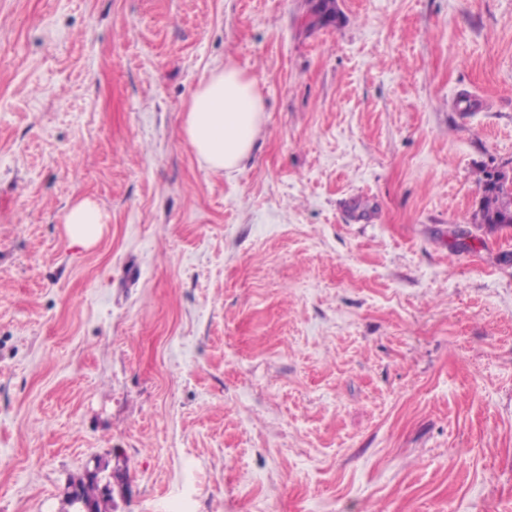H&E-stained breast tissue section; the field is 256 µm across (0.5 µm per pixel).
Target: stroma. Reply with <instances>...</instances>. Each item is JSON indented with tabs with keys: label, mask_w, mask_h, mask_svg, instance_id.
<instances>
[{
	"label": "stroma",
	"mask_w": 512,
	"mask_h": 512,
	"mask_svg": "<svg viewBox=\"0 0 512 512\" xmlns=\"http://www.w3.org/2000/svg\"><path fill=\"white\" fill-rule=\"evenodd\" d=\"M314 4L0 0V512H512V0ZM185 112V141L208 168L230 172L249 157L264 104L255 80L228 61L193 91ZM475 221L479 224L512 225V176L507 171L486 176ZM65 224L67 235L72 242L90 246L102 233L104 214L96 203L82 200L70 207ZM72 500L83 503L89 508L88 512H110L108 503L112 501V492L107 487L100 488L95 478H88L74 482Z\"/></svg>",
	"instance_id": "stroma-1"
}]
</instances>
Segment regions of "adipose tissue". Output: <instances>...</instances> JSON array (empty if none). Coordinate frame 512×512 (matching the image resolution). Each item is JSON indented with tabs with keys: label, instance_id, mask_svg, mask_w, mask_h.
Here are the masks:
<instances>
[{
	"label": "adipose tissue",
	"instance_id": "adipose-tissue-1",
	"mask_svg": "<svg viewBox=\"0 0 512 512\" xmlns=\"http://www.w3.org/2000/svg\"><path fill=\"white\" fill-rule=\"evenodd\" d=\"M263 112L255 80L229 61L193 91L182 134L208 168L234 171L252 151ZM65 224L72 242L89 246L102 233L104 214L96 203L82 200L70 207Z\"/></svg>",
	"mask_w": 512,
	"mask_h": 512
}]
</instances>
